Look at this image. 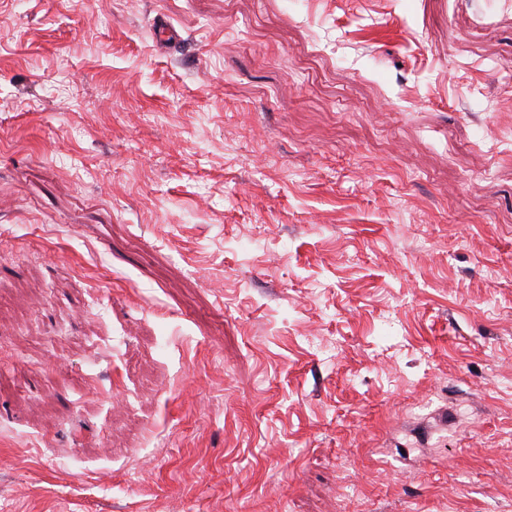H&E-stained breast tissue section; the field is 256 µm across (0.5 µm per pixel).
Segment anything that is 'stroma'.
Instances as JSON below:
<instances>
[{
  "label": "stroma",
  "instance_id": "stroma-1",
  "mask_svg": "<svg viewBox=\"0 0 512 512\" xmlns=\"http://www.w3.org/2000/svg\"><path fill=\"white\" fill-rule=\"evenodd\" d=\"M0 380V512H512V0H0Z\"/></svg>",
  "mask_w": 512,
  "mask_h": 512
}]
</instances>
